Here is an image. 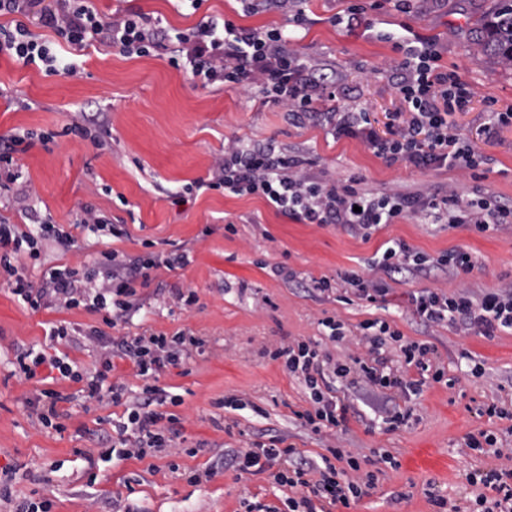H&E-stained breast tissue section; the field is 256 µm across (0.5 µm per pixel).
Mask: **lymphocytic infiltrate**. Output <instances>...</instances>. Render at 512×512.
Returning <instances> with one entry per match:
<instances>
[{
	"mask_svg": "<svg viewBox=\"0 0 512 512\" xmlns=\"http://www.w3.org/2000/svg\"><path fill=\"white\" fill-rule=\"evenodd\" d=\"M32 13L40 25L78 47L102 36L123 53L142 54L157 45L161 34L157 22L140 13L102 18L89 0H53L48 6L41 0H0V16L17 18L14 26L0 25V54L25 65L51 60L47 46L38 42L24 22ZM175 38L171 64L189 69L204 83L256 86L262 100L285 105L294 119H320L330 126L334 137L361 140L386 162H405L418 169H464L477 182L466 197L444 190L372 191L358 174L331 183L311 172L300 157L281 156L274 146L232 144L225 148L223 158L214 162L208 188L262 197L292 221L333 224L364 240L380 226L409 218L481 235L512 228V200L479 187L488 159L476 152L450 121L453 113L467 109L471 92L458 73L440 68L441 52L434 43L404 45V59L393 83L401 108L391 114L389 132L382 137L366 110L344 104L346 90L336 72L302 60L280 30L261 32L230 20L211 19L191 32L176 33ZM25 253L39 259L37 237L0 220V273L7 275L14 295L35 313L52 308L100 313L104 327L110 328L141 309L138 282L150 280L152 271L188 262L184 255L170 258L157 254L144 259L110 249L89 266L49 267L35 288L18 272L19 259ZM474 268L470 252L451 250L432 257L397 240L373 261L371 273L344 270L335 278L314 280L313 286L324 292L336 280L357 298L375 303L390 293L392 274L405 272L415 278L435 269L468 274ZM409 300L414 317L426 325L445 324L456 332L487 338L512 333V284L478 294L421 288L411 292ZM360 331L368 357L355 370L365 385L393 395L417 396L427 382H443L445 372L436 363L432 344L408 340L400 330L378 319L362 322ZM102 337V329H95L85 338V347L94 355L90 370L74 371L64 357L29 348L17 354L13 375L30 381L45 365L58 372L60 380L79 383L84 400L117 403L124 387L112 380L115 362L129 360L136 377L144 382L139 396L126 407V425L134 442L120 448L114 446L111 435L102 434L101 460H141L147 449L174 447L173 427L178 418L173 409L182 400L159 387L158 380L168 367L185 365L199 347V339L179 331L118 336L106 345ZM271 357L283 360L289 375L302 380L310 392L311 406L299 414L303 426L316 433L347 430L352 408L336 396L334 384L346 379L353 368L304 340L284 344L272 351ZM223 464L242 475L271 472L278 485L292 491L285 502L288 512H318L321 503L350 507L386 476L388 469L398 466L393 456L385 453L361 457L343 448L330 449L316 461L278 435L233 450ZM480 482L484 494L464 506L448 503L431 490L426 496L437 512H512V468L491 469L481 474Z\"/></svg>",
	"mask_w": 512,
	"mask_h": 512,
	"instance_id": "1",
	"label": "lymphocytic infiltrate"
}]
</instances>
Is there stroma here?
<instances>
[{
  "label": "stroma",
  "instance_id": "obj_1",
  "mask_svg": "<svg viewBox=\"0 0 512 512\" xmlns=\"http://www.w3.org/2000/svg\"><path fill=\"white\" fill-rule=\"evenodd\" d=\"M366 5L368 28L347 29L336 21L351 0H299L303 24L276 10H246L243 0H91L102 16L142 13L165 30L189 31L212 18L259 30L290 33L297 54L335 69L347 87L349 104L367 109L378 134L387 132V115L400 102L388 80L403 59L398 45L405 32L436 42L441 63L456 71L471 91L467 111L455 113L454 125L469 137L490 164L484 189L512 199V126L492 138L480 136L488 107L512 108V69L498 65L473 44L475 20L494 9L496 0H416L411 13L391 6ZM57 57L54 71L23 65L0 54V138H25L14 155L21 174L17 188L29 195L27 208H0V217L20 230L41 225L69 229L77 245L67 248L44 241L39 259L22 257L20 271L39 285L44 269L54 265L92 264L94 256L116 249L132 256L187 255V265L152 272L141 286L142 309L127 323L107 329V336L174 334L185 330L202 339L185 368L161 374L158 384L181 395L175 445L148 449L144 459L99 461L92 431L116 434L125 404L140 392L129 361L118 362L113 380L124 383L125 401L82 404L77 383L61 381L56 390L70 394L61 404L62 431L43 427L26 405L36 384L14 378L16 354L45 345L47 323H65L67 341L59 352L78 367L93 356L81 346L84 333L103 326L102 316L83 309H27L0 276V469L16 475L17 500L50 496L52 512H246L247 503L283 508L288 488L268 475H238L216 462L231 448L245 447L253 432L272 429L318 458L332 446L371 455L385 450L400 463L376 489L345 509L331 512H432L424 490L434 486L449 502L482 493L471 475L493 467H512V419L478 417L476 408L497 403L512 409V333L488 339L461 336L445 325L424 326L411 314L408 295L419 288L473 293L512 281V230L493 236L405 219L373 233L369 240L350 236L336 225L301 224L282 216L256 196H228L220 189H194L211 177V167L225 145L274 142L284 154L310 160L328 181L356 172L366 188L388 192L443 188L469 193L466 171L420 170L387 163L357 139H336L329 127L289 120L285 107L260 104L251 86L202 85L170 64L164 48L128 56L106 41L82 51L50 29L31 25ZM77 62V76L64 67ZM87 136L71 133L74 123ZM101 213L121 228L122 237L73 227L83 208ZM401 239L430 255L450 249L472 254L469 274L435 270L426 278L393 282L385 302L340 301L339 290L319 293L312 279L335 277L343 270L369 271L376 251ZM292 269L288 279L282 268ZM194 292L189 306L174 303L172 289ZM340 320L346 337L329 339L325 318ZM387 321L405 337L431 343L437 362L453 387L427 382L421 395L398 398L411 410L407 426L381 431L379 412L387 397L360 384L337 385L356 416L347 432L312 433L296 414L310 406L307 389L270 353L293 340H311L343 362L366 358L358 325ZM237 396L243 410L218 408V399ZM238 429L227 432L226 423ZM484 429L498 438V449L467 448V434ZM96 457L88 465V457Z\"/></svg>",
  "mask_w": 512,
  "mask_h": 512
}]
</instances>
